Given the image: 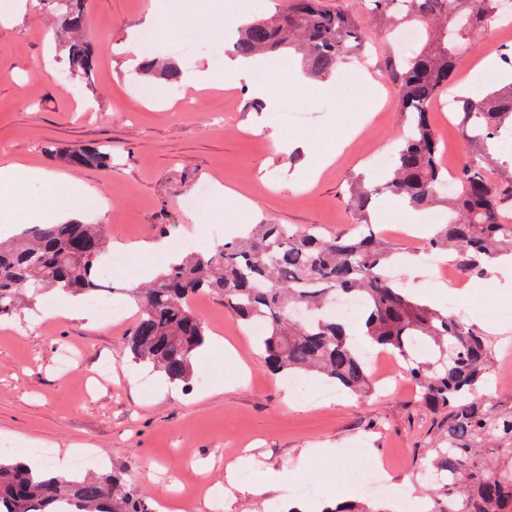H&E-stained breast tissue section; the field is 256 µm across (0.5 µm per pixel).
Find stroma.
Instances as JSON below:
<instances>
[{"instance_id":"1","label":"stroma","mask_w":512,"mask_h":512,"mask_svg":"<svg viewBox=\"0 0 512 512\" xmlns=\"http://www.w3.org/2000/svg\"><path fill=\"white\" fill-rule=\"evenodd\" d=\"M354 16L365 39L351 56L352 66L333 73L348 79V93L320 91L311 79L305 95L257 94L248 83L194 89L144 74L129 61L123 45L141 26L149 7L193 9V0H87L90 37L100 48L93 73L71 77L66 48L56 36L54 14L38 0L9 7L11 20L0 24V163L11 161L64 171L99 191L103 207L92 222L106 225L113 252L129 262L112 281L114 300L127 304L116 327L100 318L65 313L43 318L42 305L0 319V439L17 448L51 449L47 465L70 460L75 450L103 457L123 472L151 502L173 500L180 512H211L206 487L222 493L220 512H269L272 503L322 512L353 500L387 503L402 512L423 480L427 438L437 417L419 389L391 360L388 379L375 380L366 396L343 394L320 401L319 380L304 376L294 388L264 366L255 336L228 315L222 302H195L208 334L221 338L209 356L194 363L196 379L163 384L135 362L127 337L135 323L128 288L170 260L163 252L142 251L145 242L193 241L205 250L224 236L259 222L312 225L329 237L352 233L358 222L348 204V188L358 177H385L376 153L391 154L409 131L397 77L404 48L387 17L372 13L363 0H326ZM291 0H214L190 34L167 33L147 51L182 72L216 67L211 51L218 31L242 17H268L288 9ZM512 44V31H475L459 58L455 82L443 90L430 121L444 147L441 161L456 170L467 148L459 111L449 109L454 95L479 97L501 88L500 78L483 82L477 65L488 52ZM367 69L376 86L366 91L357 72ZM151 88V99L136 91ZM313 143L308 152L276 150L272 133ZM342 144L330 165L321 157L329 143ZM88 145L111 151L112 166L60 168L46 146ZM202 183L221 184L257 202L254 210L229 199L214 200L201 214L183 201ZM470 294L458 301L457 317L496 341L493 399L512 397V322L490 320L496 304H512V279L499 273L468 280ZM364 451L365 469L383 468L384 488L368 496L352 480L349 449ZM251 460L239 490L225 486V469L238 458ZM300 469L302 482L315 485L318 499L293 495V484L277 485L260 499L247 488L283 469Z\"/></svg>"}]
</instances>
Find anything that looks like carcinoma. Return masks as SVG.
I'll use <instances>...</instances> for the list:
<instances>
[{
  "label": "carcinoma",
  "instance_id": "1",
  "mask_svg": "<svg viewBox=\"0 0 512 512\" xmlns=\"http://www.w3.org/2000/svg\"><path fill=\"white\" fill-rule=\"evenodd\" d=\"M70 33L69 68L91 75L97 48L86 35L85 0H41ZM376 14L424 30L423 45L405 59L402 103L410 135L393 156L381 185L350 186L349 202L361 217L350 236L326 237L317 228L251 224L240 235L203 250H186L150 282L128 290L137 320L128 343L136 361L170 381L189 382L206 323L193 307L198 296L224 303L237 323L263 327L258 343L265 366L282 378L315 374L361 395L372 386L367 349L354 341L353 323L330 311L338 296L365 303L361 335L372 348L403 359L422 403L439 415L427 469L449 478L426 493L427 512H512V399L487 402L494 357L489 337L446 309L421 304L388 274L399 251L383 240L364 214L372 198L388 194L415 211L440 202L448 221L436 226L431 244L454 254L465 275L483 276L487 262L512 254V183L485 174L482 155L468 152L454 173L452 197L439 140L429 122L436 96L454 81L462 34L496 19L500 0H367ZM360 38L355 19L321 0H294L284 12L241 26L233 44L244 57L298 47L309 74L325 76L347 59ZM469 143L512 132V84L479 99L457 100ZM51 158L75 167L110 168L112 153L95 147H46ZM108 257L103 224H40L0 241V317L34 304L56 289L100 299L108 284L101 267ZM0 512H153L121 473L76 474L63 481L49 471L33 474L18 457L0 452ZM325 512H388L376 504H344Z\"/></svg>",
  "mask_w": 512,
  "mask_h": 512
}]
</instances>
